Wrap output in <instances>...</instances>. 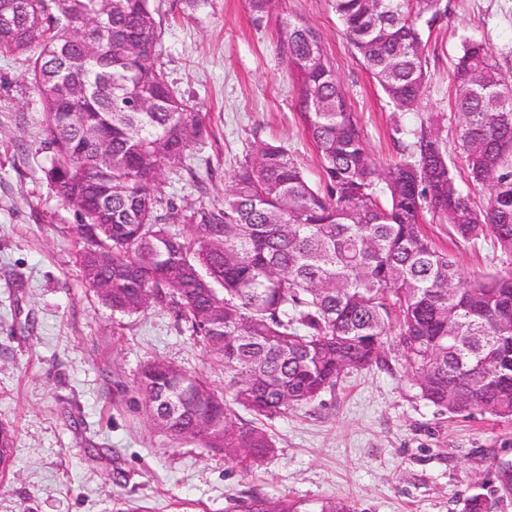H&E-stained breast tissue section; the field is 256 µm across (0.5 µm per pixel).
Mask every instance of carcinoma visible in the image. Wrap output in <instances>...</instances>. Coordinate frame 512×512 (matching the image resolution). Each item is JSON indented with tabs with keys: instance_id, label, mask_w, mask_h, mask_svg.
Instances as JSON below:
<instances>
[{
	"instance_id": "cac0c4a2",
	"label": "carcinoma",
	"mask_w": 512,
	"mask_h": 512,
	"mask_svg": "<svg viewBox=\"0 0 512 512\" xmlns=\"http://www.w3.org/2000/svg\"><path fill=\"white\" fill-rule=\"evenodd\" d=\"M350 45L395 107L414 110L427 74L424 28L440 0H332ZM0 55L26 56L41 104L44 174L74 209L76 262L114 312L168 309L224 367V393L173 363L143 365L138 391L175 443L252 464L274 453L255 422L310 405L352 371L385 362L398 331L420 397L456 415L512 420V272L465 281L423 231L425 214L464 242L486 235L512 264V85L487 47L466 38L452 72L476 208L460 191L439 116L414 149L379 167L319 33L282 20L280 47L299 92L303 132L325 185L280 144L255 141L213 209L158 195L209 133L157 65L151 0H0ZM251 413L238 422L233 406ZM15 434L0 425V471ZM230 512H351L344 501H234Z\"/></svg>"
}]
</instances>
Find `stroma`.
Returning a JSON list of instances; mask_svg holds the SVG:
<instances>
[{"label":"stroma","instance_id":"obj_1","mask_svg":"<svg viewBox=\"0 0 512 512\" xmlns=\"http://www.w3.org/2000/svg\"><path fill=\"white\" fill-rule=\"evenodd\" d=\"M160 62L202 112L210 135L161 188L177 206H220L226 178L255 140L286 146L313 185L316 150L295 109L297 83L279 47L281 22L321 34L344 83L363 144L381 166L414 142L420 119L443 114L458 154L451 71L463 38L490 48L512 82V0H441L424 33L427 80L419 107L397 110L342 33L331 0H277L264 16L248 0H153ZM27 62L0 56V425L16 431L15 462L0 478V512H227L250 496L346 501L353 512H512V420L448 415L419 396L396 336L384 364L351 372L311 405L264 420L275 452L245 467L223 452L172 446L146 417L141 365L174 363L224 388V369L171 311L112 312L76 264L77 217L47 183L38 97ZM424 231L464 277L501 269L491 239Z\"/></svg>","mask_w":512,"mask_h":512}]
</instances>
